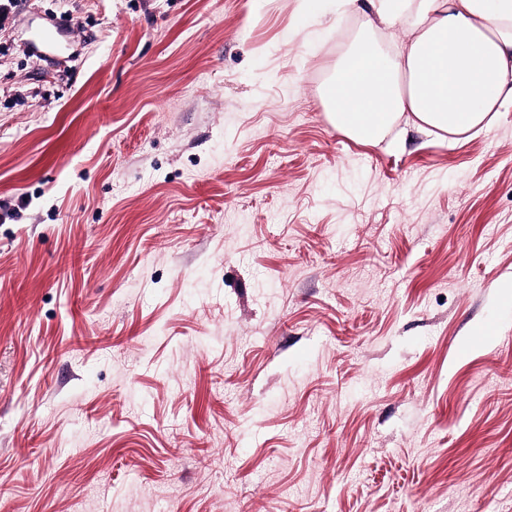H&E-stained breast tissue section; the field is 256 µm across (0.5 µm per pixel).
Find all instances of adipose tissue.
I'll list each match as a JSON object with an SVG mask.
<instances>
[{"mask_svg":"<svg viewBox=\"0 0 512 512\" xmlns=\"http://www.w3.org/2000/svg\"><path fill=\"white\" fill-rule=\"evenodd\" d=\"M338 0L361 10L367 30L411 12L407 43L384 54L364 46L336 61L322 90L337 130L382 141L411 114L419 128L453 135L483 130L512 97V0Z\"/></svg>","mask_w":512,"mask_h":512,"instance_id":"ef3b65f1","label":"adipose tissue"}]
</instances>
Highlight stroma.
<instances>
[{
  "mask_svg": "<svg viewBox=\"0 0 512 512\" xmlns=\"http://www.w3.org/2000/svg\"><path fill=\"white\" fill-rule=\"evenodd\" d=\"M360 27L16 0L0 512H512V98L353 140Z\"/></svg>",
  "mask_w": 512,
  "mask_h": 512,
  "instance_id": "35a3bbf8",
  "label": "stroma"
}]
</instances>
